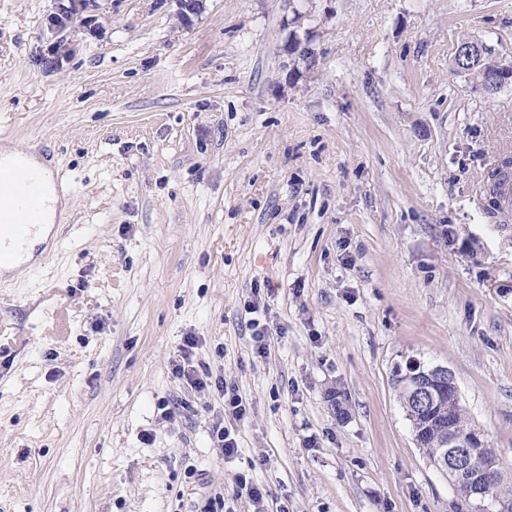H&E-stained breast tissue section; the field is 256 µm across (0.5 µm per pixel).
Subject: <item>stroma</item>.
<instances>
[{
	"instance_id": "stroma-1",
	"label": "stroma",
	"mask_w": 512,
	"mask_h": 512,
	"mask_svg": "<svg viewBox=\"0 0 512 512\" xmlns=\"http://www.w3.org/2000/svg\"><path fill=\"white\" fill-rule=\"evenodd\" d=\"M58 4L0 0V141L71 204L0 281V512H253L241 473L267 512H456L398 398L411 359L512 464V223L481 197L512 86L451 63L464 38L512 59V0ZM190 335L201 391L171 373ZM218 379L247 410L229 461ZM212 436L215 438L216 448H219L224 457H233L238 453V444L235 437L231 436V432L224 426V419L216 422L212 426Z\"/></svg>"
}]
</instances>
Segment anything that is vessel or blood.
<instances>
[{
	"label": "vessel or blood",
	"instance_id": "1",
	"mask_svg": "<svg viewBox=\"0 0 512 512\" xmlns=\"http://www.w3.org/2000/svg\"><path fill=\"white\" fill-rule=\"evenodd\" d=\"M45 207V186L36 170L20 157L0 163V277L25 255Z\"/></svg>",
	"mask_w": 512,
	"mask_h": 512
}]
</instances>
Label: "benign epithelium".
I'll list each match as a JSON object with an SVG mask.
<instances>
[{
    "label": "benign epithelium",
    "mask_w": 512,
    "mask_h": 512,
    "mask_svg": "<svg viewBox=\"0 0 512 512\" xmlns=\"http://www.w3.org/2000/svg\"><path fill=\"white\" fill-rule=\"evenodd\" d=\"M399 397L413 409V440L427 449L428 459L454 483H464L476 498L482 497L491 472L501 460L487 453L484 432L472 425L460 429L457 411L460 395L453 372L444 365L420 361L395 379Z\"/></svg>",
    "instance_id": "7a95c632"
}]
</instances>
